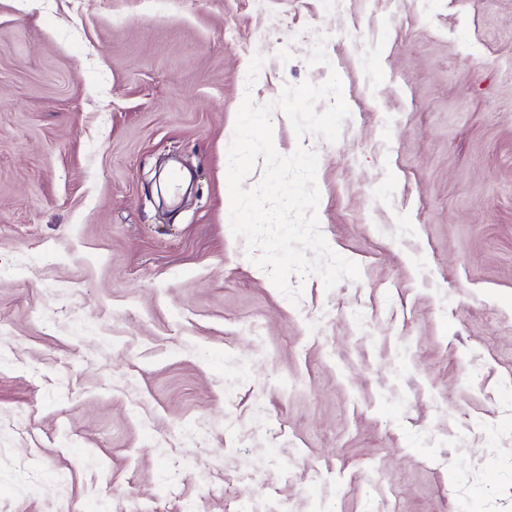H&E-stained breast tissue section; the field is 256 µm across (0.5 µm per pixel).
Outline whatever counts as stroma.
<instances>
[{"instance_id": "obj_1", "label": "stroma", "mask_w": 512, "mask_h": 512, "mask_svg": "<svg viewBox=\"0 0 512 512\" xmlns=\"http://www.w3.org/2000/svg\"><path fill=\"white\" fill-rule=\"evenodd\" d=\"M333 71L294 304L228 148ZM1 418L0 512H512V0H0Z\"/></svg>"}]
</instances>
